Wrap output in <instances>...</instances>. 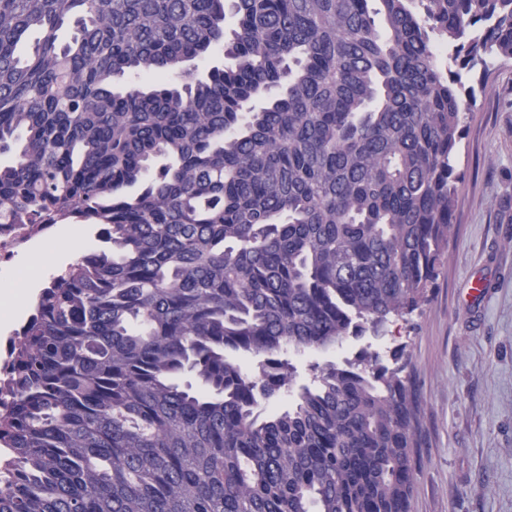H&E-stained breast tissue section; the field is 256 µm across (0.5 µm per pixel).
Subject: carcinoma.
Here are the masks:
<instances>
[{
  "mask_svg": "<svg viewBox=\"0 0 512 512\" xmlns=\"http://www.w3.org/2000/svg\"><path fill=\"white\" fill-rule=\"evenodd\" d=\"M496 61L512 0H0V221L106 243L19 332L0 512H409L404 349L293 356L428 300Z\"/></svg>",
  "mask_w": 512,
  "mask_h": 512,
  "instance_id": "1",
  "label": "carcinoma"
}]
</instances>
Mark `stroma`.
Masks as SVG:
<instances>
[{
	"label": "stroma",
	"mask_w": 512,
	"mask_h": 512,
	"mask_svg": "<svg viewBox=\"0 0 512 512\" xmlns=\"http://www.w3.org/2000/svg\"><path fill=\"white\" fill-rule=\"evenodd\" d=\"M463 181L428 302L371 340L297 357L412 354L420 406L410 512H512V63L492 69L462 117Z\"/></svg>",
	"instance_id": "35a3bbf8"
}]
</instances>
